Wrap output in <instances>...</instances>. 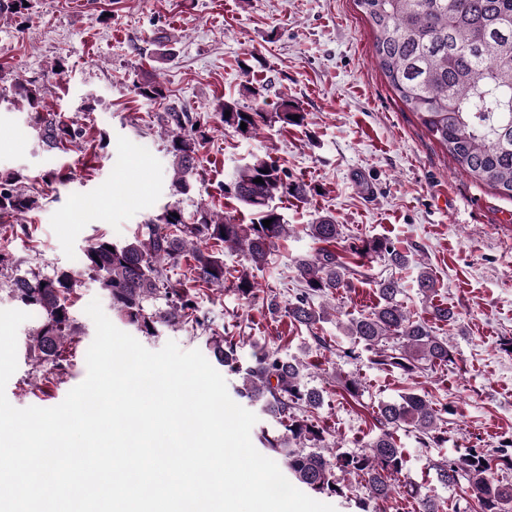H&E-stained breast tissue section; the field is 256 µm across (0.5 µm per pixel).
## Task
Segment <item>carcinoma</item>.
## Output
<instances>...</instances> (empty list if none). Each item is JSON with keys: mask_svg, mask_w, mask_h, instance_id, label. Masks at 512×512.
Instances as JSON below:
<instances>
[{"mask_svg": "<svg viewBox=\"0 0 512 512\" xmlns=\"http://www.w3.org/2000/svg\"><path fill=\"white\" fill-rule=\"evenodd\" d=\"M29 2L0 0V17H25ZM356 5L374 35L381 72L401 101L463 172L512 199V0H356ZM13 89L27 101L32 126L46 151L67 152L77 143L82 130L74 122L40 108L43 85L38 80L18 77ZM136 90L142 97L165 102L156 119L168 136L173 195H184L191 189L190 178L198 175L199 151L212 131L211 116L188 112L168 100L152 75L144 77ZM215 116L245 139L255 137L266 120V113L244 111L234 101L220 103ZM275 118L285 126H300L306 113L285 97ZM257 177L263 183L253 182ZM220 192L247 206L256 218L239 224L230 215L202 207L189 222L172 203L142 225L130 242L96 238L83 251L78 267L99 281L112 308L141 335L155 336L160 326L184 324L206 337L215 361L239 376L236 395L260 406L283 427L281 432L261 431L258 442L285 466L288 477L314 493L345 499L351 512H379L380 504L401 491L398 475L406 458L399 432L413 433L422 448L438 447L446 440L439 421L448 407L435 408L426 397L406 393L399 401L378 406L374 417L378 433L368 451L329 458L315 450L323 441V430L310 412L322 405L323 396L303 383V363L278 348L244 358L241 341L220 334L202 312L200 289L194 287L196 283L224 287L226 250L244 253L255 268L268 264L278 242L288 236V225L274 200L302 199L311 189L292 180L275 162L254 156ZM37 207L38 198L19 188L14 177L0 176V219ZM266 219L272 220L268 227L263 225ZM306 231L323 247L294 261L301 284L294 298L283 306L271 299L268 308L310 329L324 319L314 299L347 288L351 267L346 255L333 249L342 231L331 217L319 218ZM349 251L358 256L375 254L400 269L410 264L408 252L380 238L363 239L350 245ZM184 258L192 260L190 277L185 282L171 280L167 267ZM75 285L72 269L17 275L11 283L14 298L35 314L36 325L27 338L29 357L56 370L65 369L77 351L79 331L71 303ZM375 287L378 303L351 318L344 328L355 344L371 353L372 364L412 377L454 362L448 339L434 335L428 320L403 305L397 280H380ZM417 288L425 299L435 292L436 281L425 267L417 274ZM157 299L164 300L165 307L148 311L147 304ZM502 468L512 470V452L506 448L496 456L467 448L455 459L431 464L438 482L448 486L467 482L470 501L463 512H512V483L495 478ZM339 472L359 477L358 489L342 484ZM410 495L417 503L416 512H444L434 498L418 491Z\"/></svg>", "mask_w": 512, "mask_h": 512, "instance_id": "obj_1", "label": "carcinoma"}]
</instances>
